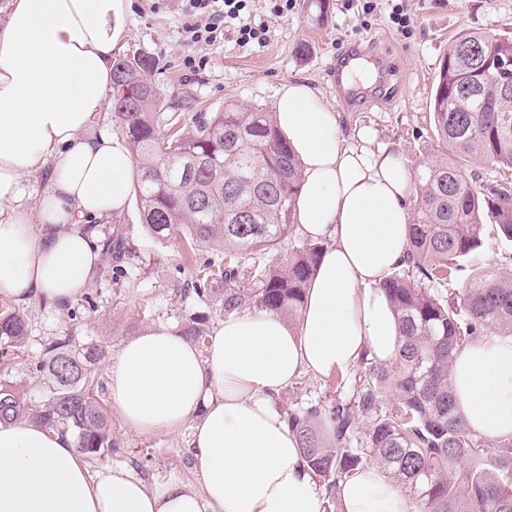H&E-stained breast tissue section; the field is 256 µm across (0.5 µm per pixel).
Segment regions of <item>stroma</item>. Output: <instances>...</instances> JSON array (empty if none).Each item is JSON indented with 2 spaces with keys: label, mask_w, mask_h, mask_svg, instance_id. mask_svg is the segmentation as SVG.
<instances>
[{
  "label": "stroma",
  "mask_w": 512,
  "mask_h": 512,
  "mask_svg": "<svg viewBox=\"0 0 512 512\" xmlns=\"http://www.w3.org/2000/svg\"><path fill=\"white\" fill-rule=\"evenodd\" d=\"M409 33L391 22L387 0L364 14L359 0H326L325 14L297 0L294 10L271 15L269 0L253 7L270 21L271 33L262 48H241L232 42L194 46L184 42L183 0H130L125 16L121 54L151 57V79L172 112H213L232 101L244 107L275 109L278 91L288 82H304L340 115L347 144L360 130L375 133L378 143L400 155L411 172L438 159L434 132L433 92L440 66L458 33L512 36V0H406ZM305 55H296L298 44ZM361 57L374 64L370 85L338 89L337 62ZM141 257L128 275L106 277L110 259L88 289L97 307L73 320L68 309L50 308L42 298L16 302L28 322L25 363L11 376L29 404L47 395L48 381L35 369L45 343L70 334L98 345L113 360L128 339L161 325L183 327L194 319L214 329L224 319L219 302L187 298L183 288L190 269L181 258L182 237L163 243L148 239L137 203L115 216ZM361 364L343 370L342 383L333 376L304 371L279 393L276 403L288 411L307 403L333 404L350 400ZM111 457L90 460L91 469L116 463L128 465L149 486L171 480L196 481L190 452L191 424L172 432L139 435L129 431L119 413H112Z\"/></svg>",
  "instance_id": "35a3bbf8"
}]
</instances>
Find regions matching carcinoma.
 <instances>
[{
    "label": "carcinoma",
    "mask_w": 512,
    "mask_h": 512,
    "mask_svg": "<svg viewBox=\"0 0 512 512\" xmlns=\"http://www.w3.org/2000/svg\"><path fill=\"white\" fill-rule=\"evenodd\" d=\"M154 63L116 61L112 111L133 158L132 182L143 224L156 240L183 229L187 255L200 245L224 255L195 270L186 294L202 299L216 284L228 315L265 309L292 320L304 303L324 244L306 240L270 265L279 241L293 233L300 163L274 113L226 103L217 112H165L151 80ZM512 38L457 37L441 67L433 102L438 140L466 163L512 170ZM407 258L383 282L400 323L395 359L362 357L354 400L310 403L287 413L301 455L330 489L327 512L342 508L335 490L373 463L413 501L416 512H512V448L491 458L459 413L454 354L479 336H512V270L476 271L458 303L435 285L462 270L481 246L485 221L512 240V181L486 188L442 157L418 172ZM117 263L135 249L118 227L100 238ZM27 342L23 315L0 309V378L11 373ZM102 350L58 336L36 370L51 381L31 406L0 381V423L29 419L72 433L91 459L112 450V420L99 399Z\"/></svg>",
    "instance_id": "obj_1"
}]
</instances>
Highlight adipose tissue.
Listing matches in <instances>:
<instances>
[{
  "mask_svg": "<svg viewBox=\"0 0 512 512\" xmlns=\"http://www.w3.org/2000/svg\"><path fill=\"white\" fill-rule=\"evenodd\" d=\"M0 22V295L65 306L95 279L96 222L127 207L133 159L100 131L128 0H7ZM275 121L301 163L295 220L325 242L297 326L242 309L206 351L168 326L127 341L108 366L112 402L139 434L193 424L198 483L148 487L117 466L91 471L65 433L0 424V512H323L321 490L272 398L304 369L351 368L362 351L394 358L399 322L381 288L404 258L414 181L371 131L343 142L339 115L308 84H284ZM49 171L34 212L25 181ZM467 424L512 436V336L454 358ZM344 512H412L374 465L340 487Z\"/></svg>",
  "mask_w": 512,
  "mask_h": 512,
  "instance_id": "1",
  "label": "adipose tissue"
}]
</instances>
